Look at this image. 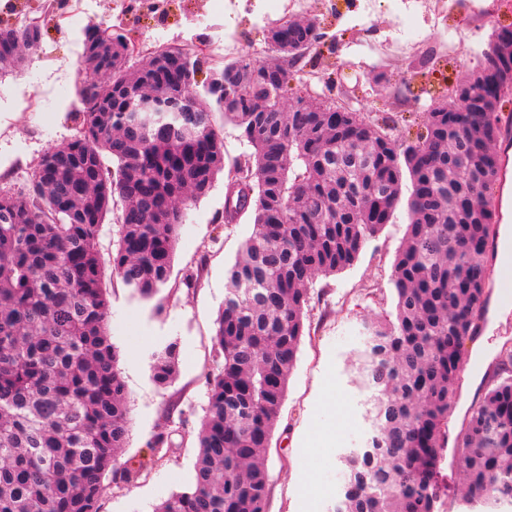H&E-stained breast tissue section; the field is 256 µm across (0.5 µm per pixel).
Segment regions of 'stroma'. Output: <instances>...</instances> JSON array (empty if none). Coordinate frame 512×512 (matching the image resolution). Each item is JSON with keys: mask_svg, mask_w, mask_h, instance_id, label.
<instances>
[{"mask_svg": "<svg viewBox=\"0 0 512 512\" xmlns=\"http://www.w3.org/2000/svg\"><path fill=\"white\" fill-rule=\"evenodd\" d=\"M73 3L0 0V24H16L24 14L40 18L43 27L41 52L25 54L21 72L0 73V192L25 191L42 154L75 134L76 125L66 114L77 99V86L93 77L79 67L83 32L93 23L104 21L136 37L143 48L131 57L136 68L155 42L185 46L201 61L195 76L201 88L227 58L277 60L265 33L279 20H318L339 47L321 58L308 53L305 65L335 75L337 86L348 89L352 108L371 118L426 112L446 85L475 69L473 47L486 43L498 26L512 25V10L486 18L463 0H157L153 8L141 0H86L76 16ZM426 55L432 56L435 73L415 98L404 79L409 64ZM214 121L224 143V170L190 207L167 283L154 299L141 301L119 278L107 282L112 341L130 401L128 440L120 458L135 463L140 472L132 481L109 484L100 512H154L193 479L208 380L220 364L212 335L226 294L225 270L252 231L248 219L220 220L229 173L249 147L222 114H215ZM407 222L405 208H398L352 265L316 279L311 287L304 336L266 455L267 512H334L326 497L340 492L343 460L364 447L371 430L370 393L355 379L354 359L368 323L395 308L390 278ZM190 271L198 274L192 288L183 283ZM171 342L180 349L178 370L161 387L152 378V355ZM507 343L512 345V308L500 306L495 293H488L479 332L465 345L468 366L457 382L449 437H456L481 398ZM329 389L335 390L345 421L336 434L317 440L311 433L329 417L321 402ZM161 432L170 433L171 444L157 449L152 440ZM307 469L321 486L313 498L302 489ZM462 484L455 448L447 446L437 477V512H460Z\"/></svg>", "mask_w": 512, "mask_h": 512, "instance_id": "1", "label": "stroma"}]
</instances>
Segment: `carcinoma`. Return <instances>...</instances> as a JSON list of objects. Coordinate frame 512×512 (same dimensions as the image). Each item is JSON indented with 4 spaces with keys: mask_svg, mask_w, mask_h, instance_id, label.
I'll return each instance as SVG.
<instances>
[{
    "mask_svg": "<svg viewBox=\"0 0 512 512\" xmlns=\"http://www.w3.org/2000/svg\"><path fill=\"white\" fill-rule=\"evenodd\" d=\"M109 33L103 76L78 89L77 134L41 157L26 191L0 194V512H99L129 432L126 386L110 333L100 230L113 213L112 273L152 299L169 278L191 202L224 170V143L210 104L193 98L196 123L175 117L136 127L124 33L101 23L84 46ZM288 76L316 44L286 20L270 29ZM42 32L0 33V71ZM151 79L160 98L193 94L195 62L179 45L159 46ZM207 86L251 151L227 185L247 190L253 230L226 271L215 320L221 362L210 379L197 436L192 484L155 512H266L265 457L304 336L310 287L351 265L393 218L408 190L409 224L392 266L394 318L368 328L356 358L373 394L374 436L345 458L336 512H436L434 490L463 338L475 336L496 235L494 192L502 171L495 145L512 114L474 112L450 95L423 113L415 136L393 135L399 120H373L290 104L289 87L266 89L267 70L235 59ZM266 111H255L257 94ZM477 94L512 96L484 80ZM171 342L152 355V376L168 384L179 363ZM496 381L457 435L468 512L512 507V347Z\"/></svg>",
    "mask_w": 512,
    "mask_h": 512,
    "instance_id": "1",
    "label": "carcinoma"
}]
</instances>
